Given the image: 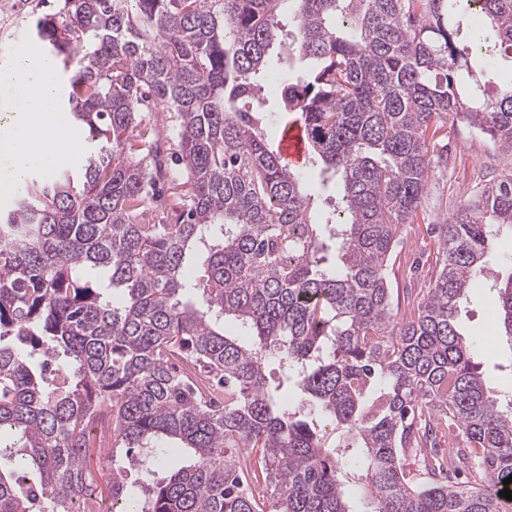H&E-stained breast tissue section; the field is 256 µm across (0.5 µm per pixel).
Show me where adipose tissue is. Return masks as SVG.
<instances>
[{
  "instance_id": "1",
  "label": "adipose tissue",
  "mask_w": 512,
  "mask_h": 512,
  "mask_svg": "<svg viewBox=\"0 0 512 512\" xmlns=\"http://www.w3.org/2000/svg\"><path fill=\"white\" fill-rule=\"evenodd\" d=\"M56 85L48 58L21 49L0 72V199L17 194L30 172L50 170L61 151L81 145L55 117Z\"/></svg>"
}]
</instances>
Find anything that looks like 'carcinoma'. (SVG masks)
I'll use <instances>...</instances> for the list:
<instances>
[{
	"label": "carcinoma",
	"mask_w": 512,
	"mask_h": 512,
	"mask_svg": "<svg viewBox=\"0 0 512 512\" xmlns=\"http://www.w3.org/2000/svg\"><path fill=\"white\" fill-rule=\"evenodd\" d=\"M36 36L82 55L61 105L87 156L0 215V512H83L105 420L122 512H353L358 496L504 512L512 398L487 394L456 312L512 233V171L431 225L435 269L405 321L389 272L448 123L512 153V77L485 80L512 59V0H63ZM274 62L315 177L269 143ZM149 98L172 113L190 186L157 222L140 220L166 175L137 132ZM491 289L512 340V275ZM436 425L474 482L408 477Z\"/></svg>",
	"instance_id": "1"
}]
</instances>
